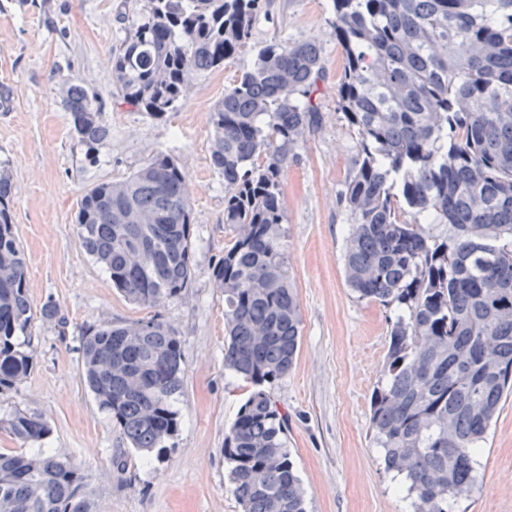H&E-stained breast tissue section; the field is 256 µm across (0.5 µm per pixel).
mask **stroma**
<instances>
[{"label": "stroma", "instance_id": "35a3bbf8", "mask_svg": "<svg viewBox=\"0 0 512 512\" xmlns=\"http://www.w3.org/2000/svg\"><path fill=\"white\" fill-rule=\"evenodd\" d=\"M253 39L316 41L324 76L318 132L282 173L284 243L297 289L302 332L296 362L271 389L288 416L286 442L306 493L307 512H413L388 472L370 429V397L386 362L393 310L358 300L344 273L350 217L340 200L356 159V135L336 105L342 53L332 33V0H263ZM142 0H0V167L11 176V213L27 261L34 306L55 302L60 321L35 319V367L0 394V452L21 442L3 421L23 410L46 420L44 440L90 476L92 512H240L224 460V434L247 397L224 368V295L212 268L224 254V177L210 163L213 105L253 60L243 49L200 77L177 111L156 120L115 96L112 56ZM84 86L109 138L88 160L63 108L68 85ZM159 153L177 159L192 194L189 288L159 309L182 346L176 435L162 455L132 448L80 381L88 326L149 316L112 286L86 253L75 224L78 202L102 181L128 177ZM122 466H115V457ZM478 487L451 512H512V398L476 456Z\"/></svg>", "mask_w": 512, "mask_h": 512}]
</instances>
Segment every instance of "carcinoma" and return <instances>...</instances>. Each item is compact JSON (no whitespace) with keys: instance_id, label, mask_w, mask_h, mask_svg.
Segmentation results:
<instances>
[{"instance_id":"1","label":"carcinoma","mask_w":512,"mask_h":512,"mask_svg":"<svg viewBox=\"0 0 512 512\" xmlns=\"http://www.w3.org/2000/svg\"><path fill=\"white\" fill-rule=\"evenodd\" d=\"M344 65L337 105L357 134L340 192L351 217L346 281L360 300L397 311L386 368L371 397L386 470L405 475L414 512H448L476 482L474 454L512 396V0H332ZM261 0H143L112 56L117 95L155 118L197 78L252 46L254 60L210 112L211 163L224 175L233 236L212 278L224 293V368L252 391L224 435L243 512H306L285 441L287 417L268 388L288 375L300 302L283 242L281 173L321 128L323 78L314 41L251 44ZM65 108L88 157L109 136L81 85ZM0 173V392L34 368L21 338L36 316L27 264ZM131 208L145 218L122 224ZM79 238L112 286L145 308L192 278L193 214L180 164L158 154L81 197ZM446 224L444 237L425 225ZM81 381L131 443L151 453L180 424L181 341L160 314L92 325ZM4 423L39 442L46 421L22 410ZM88 474L45 448L0 453V512H91Z\"/></svg>"}]
</instances>
